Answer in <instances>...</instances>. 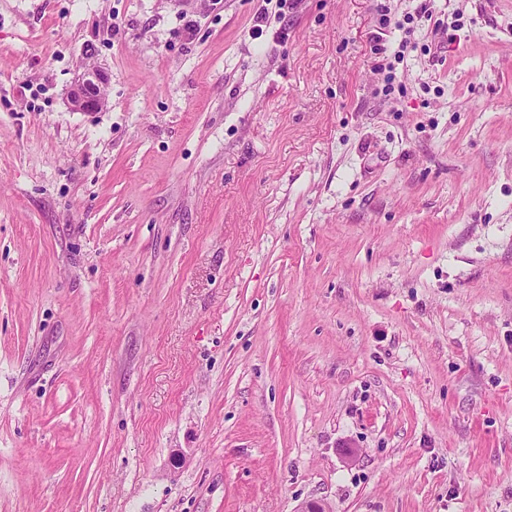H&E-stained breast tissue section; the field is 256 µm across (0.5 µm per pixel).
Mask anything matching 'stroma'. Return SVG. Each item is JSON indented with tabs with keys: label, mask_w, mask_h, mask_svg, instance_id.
Masks as SVG:
<instances>
[{
	"label": "stroma",
	"mask_w": 512,
	"mask_h": 512,
	"mask_svg": "<svg viewBox=\"0 0 512 512\" xmlns=\"http://www.w3.org/2000/svg\"><path fill=\"white\" fill-rule=\"evenodd\" d=\"M261 4L0 0V512H512V0ZM106 83L105 74L95 68H87L78 75L71 90L68 103L80 112H97L102 109L104 101L102 90Z\"/></svg>",
	"instance_id": "obj_1"
}]
</instances>
